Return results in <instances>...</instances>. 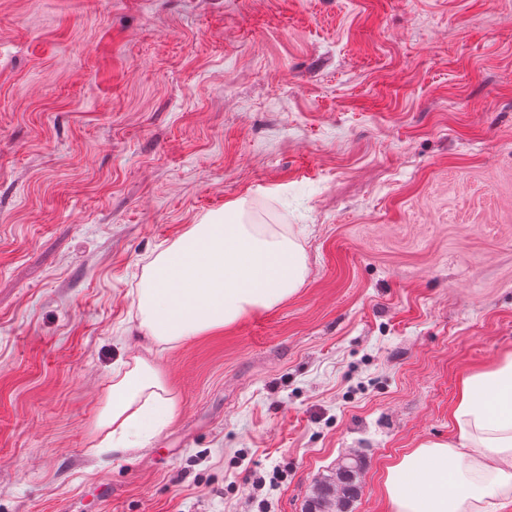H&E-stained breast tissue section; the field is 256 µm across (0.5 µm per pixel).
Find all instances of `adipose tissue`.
<instances>
[{"mask_svg":"<svg viewBox=\"0 0 512 512\" xmlns=\"http://www.w3.org/2000/svg\"><path fill=\"white\" fill-rule=\"evenodd\" d=\"M306 271L293 234L245 223L240 205H227L147 261L133 300L139 327L152 347L176 348L276 306ZM177 408L153 357L119 361L97 418L100 445L140 449ZM448 420L449 438L424 440L386 464L388 512H512V353L461 378Z\"/></svg>","mask_w":512,"mask_h":512,"instance_id":"ef3b65f1","label":"adipose tissue"}]
</instances>
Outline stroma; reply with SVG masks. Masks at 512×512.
I'll use <instances>...</instances> for the list:
<instances>
[{
  "label": "stroma",
  "mask_w": 512,
  "mask_h": 512,
  "mask_svg": "<svg viewBox=\"0 0 512 512\" xmlns=\"http://www.w3.org/2000/svg\"><path fill=\"white\" fill-rule=\"evenodd\" d=\"M244 201L299 291L159 352L179 408L94 453L149 257ZM512 352V0H0V512H353ZM364 467L361 456L350 454L336 464L329 475L316 480L305 512H352L359 497V476Z\"/></svg>",
  "instance_id": "1"
}]
</instances>
